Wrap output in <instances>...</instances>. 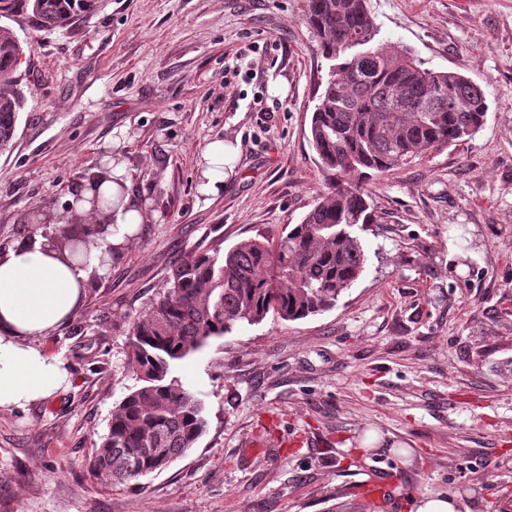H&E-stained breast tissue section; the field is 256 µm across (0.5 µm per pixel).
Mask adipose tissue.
<instances>
[{
    "label": "adipose tissue",
    "mask_w": 512,
    "mask_h": 512,
    "mask_svg": "<svg viewBox=\"0 0 512 512\" xmlns=\"http://www.w3.org/2000/svg\"><path fill=\"white\" fill-rule=\"evenodd\" d=\"M238 149L223 139L207 142L199 154V194L216 198L224 191L227 167ZM111 178L86 182L68 214L45 213L44 221L64 224L77 220L104 225L103 236L86 241L80 261L61 255L59 239L41 234L22 236L0 254V407H23L48 399L70 383L65 360L49 355L40 341L67 324L83 306L93 275L105 273L137 241L147 211L130 191L125 163L110 159ZM122 194L115 211L93 206L95 195Z\"/></svg>",
    "instance_id": "ef3b65f1"
}]
</instances>
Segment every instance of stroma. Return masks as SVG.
Returning <instances> with one entry per match:
<instances>
[{
	"label": "stroma",
	"instance_id": "35a3bbf8",
	"mask_svg": "<svg viewBox=\"0 0 512 512\" xmlns=\"http://www.w3.org/2000/svg\"><path fill=\"white\" fill-rule=\"evenodd\" d=\"M376 43L479 83L472 137L367 184V261L332 309L268 315L175 370L208 427L166 469L127 484L87 459L136 387L128 334L197 245L275 238L327 192L308 131L330 63L307 0H97L20 43L24 95L0 154V253L120 140L146 224L85 306L42 341L69 388L0 408V512H408L452 490L467 512H512V0H368ZM237 145L215 199L197 154ZM378 439L367 443L368 431Z\"/></svg>",
	"mask_w": 512,
	"mask_h": 512
}]
</instances>
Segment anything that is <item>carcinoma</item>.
Returning a JSON list of instances; mask_svg holds the SVG:
<instances>
[{"label": "carcinoma", "mask_w": 512, "mask_h": 512, "mask_svg": "<svg viewBox=\"0 0 512 512\" xmlns=\"http://www.w3.org/2000/svg\"><path fill=\"white\" fill-rule=\"evenodd\" d=\"M47 30L90 13L95 0H24ZM306 21L335 63L312 115L309 142L330 191L275 240L247 239L224 251L197 245L171 268L164 289L134 322L129 366L141 385L117 406L88 460L91 472L122 484L160 471L206 432L204 407L174 369L240 323L273 312L297 320L330 309L363 272L352 232L371 220L365 181L414 154L473 135L488 110L482 86L459 72H436L410 51L377 45L350 53L378 28L367 0H307ZM19 47L0 27V153L10 150L23 95ZM101 224L68 233L70 259Z\"/></svg>", "instance_id": "carcinoma-1"}]
</instances>
